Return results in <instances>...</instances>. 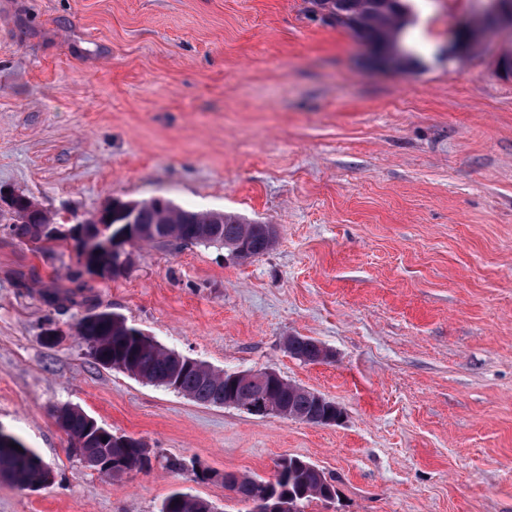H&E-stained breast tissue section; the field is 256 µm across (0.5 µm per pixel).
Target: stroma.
I'll list each match as a JSON object with an SVG mask.
<instances>
[{
    "label": "stroma",
    "instance_id": "obj_1",
    "mask_svg": "<svg viewBox=\"0 0 512 512\" xmlns=\"http://www.w3.org/2000/svg\"><path fill=\"white\" fill-rule=\"evenodd\" d=\"M412 6L422 66L380 69L306 0H0V188L57 219L165 197L277 227L248 261L150 243L103 281L73 245L13 237L0 206V429L54 473L0 479V512H159L175 490L247 512L221 473L268 479L285 456L334 479L306 512H512V29L462 50L486 0ZM74 282L88 304L49 302ZM91 307L343 418L205 406L96 365L75 334ZM65 403L141 439L152 469L85 466ZM314 339L305 336H289L285 340L288 345V352L295 358L309 363L327 362L332 358V354L326 348L318 349L313 344Z\"/></svg>",
    "mask_w": 512,
    "mask_h": 512
}]
</instances>
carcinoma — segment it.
<instances>
[{
    "label": "carcinoma",
    "mask_w": 512,
    "mask_h": 512,
    "mask_svg": "<svg viewBox=\"0 0 512 512\" xmlns=\"http://www.w3.org/2000/svg\"><path fill=\"white\" fill-rule=\"evenodd\" d=\"M310 4L311 12L321 14L323 23L347 30L367 43L400 50L406 65L415 59L416 47L407 37L415 23L409 0H310ZM50 221L51 217L34 201L25 200L19 211L13 213L10 232L20 240L37 241L38 226ZM134 232L149 243L179 241L222 248L244 238L254 257L265 254L273 243L264 224H245L222 211L184 209L164 198L138 211ZM83 289L80 284L73 288L57 286L49 292V300L57 305L74 304ZM76 333L96 364L150 384L172 387L200 404L222 406L224 394L240 387L232 372L216 370L202 362L178 363L174 351L138 335L120 316L86 325ZM285 344L288 352L303 362L321 363L332 358L330 351L319 349L309 337L289 336ZM258 389L283 410L285 418L336 420L335 402L319 398L316 392L283 378H268ZM54 416L71 447L99 475L119 478L127 470L143 471L152 466L151 450L143 441L118 437L102 426V434L91 432V416L81 407L58 406ZM280 466L281 472L274 482L242 476L228 489L243 502L258 497L275 507L287 506V512H305L306 504L314 500L331 501L336 496L331 478L309 461L297 456L283 457ZM0 477L12 480L22 490H35L50 481L51 471L45 469L33 449L5 434L0 437ZM159 512H215V508L207 499L186 493L179 498L172 493L162 502Z\"/></svg>",
    "instance_id": "1"
}]
</instances>
